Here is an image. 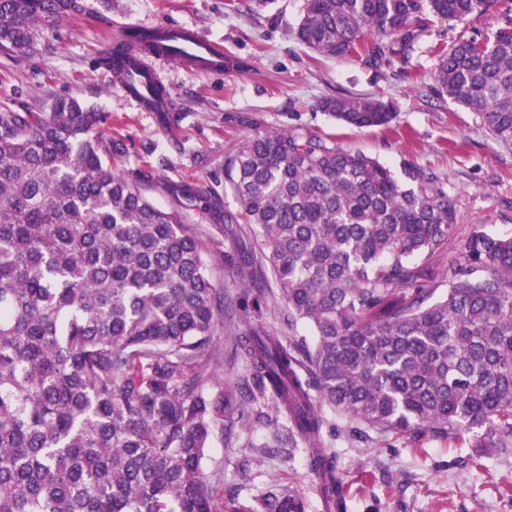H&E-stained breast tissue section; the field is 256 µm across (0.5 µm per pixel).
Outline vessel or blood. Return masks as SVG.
Masks as SVG:
<instances>
[{
    "label": "vessel or blood",
    "instance_id": "b4317fda",
    "mask_svg": "<svg viewBox=\"0 0 512 512\" xmlns=\"http://www.w3.org/2000/svg\"><path fill=\"white\" fill-rule=\"evenodd\" d=\"M162 39L154 55L157 58L191 65L197 71L210 72L224 67V48L204 32L184 26L162 29ZM119 87L134 97L148 111H157L153 91L160 85L156 72L139 63L131 68L128 77L119 79Z\"/></svg>",
    "mask_w": 512,
    "mask_h": 512
}]
</instances>
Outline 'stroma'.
I'll return each instance as SVG.
<instances>
[{"mask_svg":"<svg viewBox=\"0 0 512 512\" xmlns=\"http://www.w3.org/2000/svg\"><path fill=\"white\" fill-rule=\"evenodd\" d=\"M79 12L62 14L42 30L26 54L0 53V111L49 109L54 98L75 97L102 112L120 146L117 167L141 179L156 206L178 210L201 231L210 276L223 294L224 330L215 336L217 371L244 385L234 336L248 325L288 333V313L278 301L269 267L256 273L263 294L240 307L243 294L234 263L237 245L257 247L255 226L226 224L208 210H240L224 178V160L260 126L315 132L343 148L366 154L401 173L411 162L439 177L458 212L449 250L476 229L512 237V143L493 140L479 113L449 100L425 97L436 58L432 46L469 37L471 24H435L409 63L375 68L355 58L326 59L294 38L304 0H82ZM179 24L221 42L239 69L201 74L179 63L157 62L171 111L150 112L124 95L103 63L133 26ZM376 95L392 101L385 127L347 128L319 108L322 98ZM274 426L249 418L217 435L205 469L215 498H251L281 484L304 497L308 512H323L320 491L304 460L269 449ZM335 454L343 481V512H512V453L481 457L462 443L429 437L416 442L352 437L344 419L335 438H323Z\"/></svg>","mask_w":512,"mask_h":512,"instance_id":"1","label":"stroma"}]
</instances>
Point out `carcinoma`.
Returning a JSON list of instances; mask_svg holds the SVG:
<instances>
[{
	"instance_id": "obj_1",
	"label": "carcinoma",
	"mask_w": 512,
	"mask_h": 512,
	"mask_svg": "<svg viewBox=\"0 0 512 512\" xmlns=\"http://www.w3.org/2000/svg\"><path fill=\"white\" fill-rule=\"evenodd\" d=\"M503 25L435 51L436 97L483 115L512 142V0ZM493 0H305L296 37L325 58L407 62L431 24L478 20ZM81 0H0V51L26 53ZM376 38L367 40L364 30ZM131 29L105 59L122 73ZM346 127L385 126L391 103L319 102ZM102 117L75 98L0 112V512H307L271 489L215 504L203 462L217 432L261 403L274 447L313 446L309 472L342 493L318 447L328 408L352 435L464 440L512 449V238L475 230L438 271L457 224L432 171L379 161L313 132L255 128L224 162L261 254L314 343L251 326L234 390L209 370L224 296L198 233L112 166ZM448 289L436 295L437 284Z\"/></svg>"
}]
</instances>
